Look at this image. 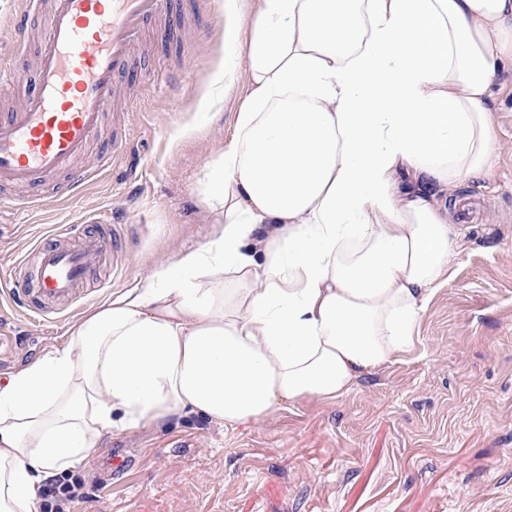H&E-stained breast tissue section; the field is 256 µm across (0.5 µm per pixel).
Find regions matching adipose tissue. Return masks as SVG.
<instances>
[{
	"label": "adipose tissue",
	"mask_w": 512,
	"mask_h": 512,
	"mask_svg": "<svg viewBox=\"0 0 512 512\" xmlns=\"http://www.w3.org/2000/svg\"><path fill=\"white\" fill-rule=\"evenodd\" d=\"M512 0H260L251 91L205 191L223 219L0 386V512L113 429L334 400L408 352L496 158Z\"/></svg>",
	"instance_id": "1"
}]
</instances>
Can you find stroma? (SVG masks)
Segmentation results:
<instances>
[{"mask_svg": "<svg viewBox=\"0 0 512 512\" xmlns=\"http://www.w3.org/2000/svg\"><path fill=\"white\" fill-rule=\"evenodd\" d=\"M259 0H184V16L150 20L119 111L122 154L98 134L72 188L61 174L11 195L41 206L0 210V270L40 238L111 210L112 249L82 301L54 322L0 292V383L61 343L111 295L203 245L219 214L208 166L236 134L250 93L251 19ZM497 156L461 191L477 205L465 247L409 354L359 378L341 398H308L265 420L218 427L183 413L113 431L77 473L99 483L75 512H512V67L489 100ZM124 466L104 476L112 458Z\"/></svg>", "mask_w": 512, "mask_h": 512, "instance_id": "1", "label": "stroma"}]
</instances>
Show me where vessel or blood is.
I'll return each instance as SVG.
<instances>
[{"instance_id": "vessel-or-blood-1", "label": "vessel or blood", "mask_w": 512, "mask_h": 512, "mask_svg": "<svg viewBox=\"0 0 512 512\" xmlns=\"http://www.w3.org/2000/svg\"><path fill=\"white\" fill-rule=\"evenodd\" d=\"M175 0H25L45 30L33 73L36 88L0 113V186H36L71 170L112 109L117 79L131 72V51L146 23L174 13ZM110 247L102 236L64 228L55 243L35 251L29 277L13 297L47 304L74 300Z\"/></svg>"}]
</instances>
